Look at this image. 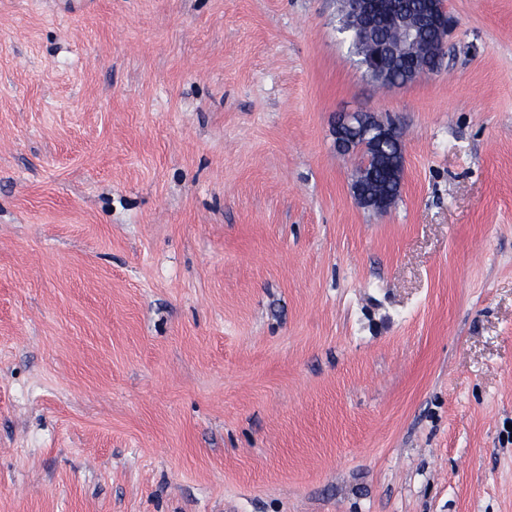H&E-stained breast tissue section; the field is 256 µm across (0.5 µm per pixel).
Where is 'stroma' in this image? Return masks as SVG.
I'll return each instance as SVG.
<instances>
[{
	"mask_svg": "<svg viewBox=\"0 0 512 512\" xmlns=\"http://www.w3.org/2000/svg\"><path fill=\"white\" fill-rule=\"evenodd\" d=\"M445 4L384 88L339 0H0V512H512V0ZM431 1L428 4V9L425 15L430 13L428 20L437 25L440 23L441 19L443 20L444 25L440 28L435 42L431 43L428 46L429 54L434 55L438 58V60L443 59L445 55V48L447 45L448 32L450 29V18L448 17V21L446 20V10L444 7L443 0H428ZM350 134L351 143L349 149L355 150L365 156V169L371 159V151L384 156L390 170L397 174L399 182L404 167V153L399 135L391 124H385L368 112L345 113L336 122V145H340L348 139ZM348 151V152H349Z\"/></svg>",
	"mask_w": 512,
	"mask_h": 512,
	"instance_id": "1",
	"label": "stroma"
}]
</instances>
